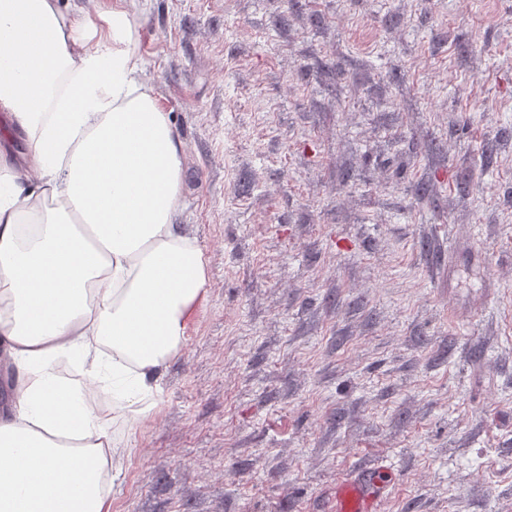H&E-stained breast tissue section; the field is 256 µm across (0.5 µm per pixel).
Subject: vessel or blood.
Returning a JSON list of instances; mask_svg holds the SVG:
<instances>
[{"instance_id": "obj_1", "label": "vessel or blood", "mask_w": 512, "mask_h": 512, "mask_svg": "<svg viewBox=\"0 0 512 512\" xmlns=\"http://www.w3.org/2000/svg\"><path fill=\"white\" fill-rule=\"evenodd\" d=\"M393 490L389 471L375 464L341 480L328 512H376L377 504Z\"/></svg>"}]
</instances>
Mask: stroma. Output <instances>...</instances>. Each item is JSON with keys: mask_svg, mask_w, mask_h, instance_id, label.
<instances>
[{"mask_svg": "<svg viewBox=\"0 0 512 512\" xmlns=\"http://www.w3.org/2000/svg\"><path fill=\"white\" fill-rule=\"evenodd\" d=\"M133 9L210 284L110 512H512V0ZM393 490L389 471L375 464L341 480L327 512H377V504Z\"/></svg>", "mask_w": 512, "mask_h": 512, "instance_id": "obj_1", "label": "stroma"}]
</instances>
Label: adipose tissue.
Returning <instances> with one entry per match:
<instances>
[{"label":"adipose tissue","instance_id":"1","mask_svg":"<svg viewBox=\"0 0 512 512\" xmlns=\"http://www.w3.org/2000/svg\"><path fill=\"white\" fill-rule=\"evenodd\" d=\"M131 0H0V512H110L210 281L179 223L186 148L142 77ZM112 387V404L99 396Z\"/></svg>","mask_w":512,"mask_h":512}]
</instances>
